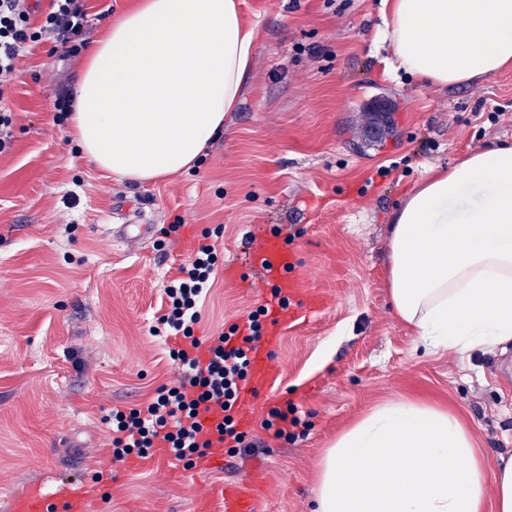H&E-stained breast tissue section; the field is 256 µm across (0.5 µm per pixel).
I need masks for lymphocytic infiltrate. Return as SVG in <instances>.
<instances>
[{"instance_id":"f902f5d3","label":"lymphocytic infiltrate","mask_w":512,"mask_h":512,"mask_svg":"<svg viewBox=\"0 0 512 512\" xmlns=\"http://www.w3.org/2000/svg\"><path fill=\"white\" fill-rule=\"evenodd\" d=\"M90 16L85 0H48V9L35 16L30 0H0V95L8 88L20 57L32 44L51 40L68 45L84 35ZM218 253L214 245L199 244L190 262L181 267L180 276L165 289L168 313L161 322L168 335L180 337L171 348L176 382L162 386L144 407L116 412L112 424V459L124 461L130 454L147 457L158 444L185 466L204 456L208 442L199 438L198 408L209 403L224 409L225 417L217 432L225 448H243L245 432L239 431L232 415L239 384L249 375V352L262 338L258 313L247 317L245 335L222 333L210 339L213 353L208 363L194 354L200 341L194 327L200 320V303L214 283Z\"/></svg>"}]
</instances>
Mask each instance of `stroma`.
<instances>
[{"label":"stroma","mask_w":512,"mask_h":512,"mask_svg":"<svg viewBox=\"0 0 512 512\" xmlns=\"http://www.w3.org/2000/svg\"><path fill=\"white\" fill-rule=\"evenodd\" d=\"M135 0H87L86 40L41 43L0 101L15 116L0 153V512L40 488L48 512L66 486L94 491L90 512H193L216 485L247 479L263 512H312L316 474L336 434L397 397L437 402L472 428L486 463L512 453V344L429 352L394 316L385 287L389 218L429 168L512 145V68L452 87L394 72L383 0H241L255 32L249 80L198 170L136 184L105 178L65 132L57 108L83 51ZM179 230L162 231L174 220ZM152 236L120 240L128 226ZM212 234L222 270L195 334L243 323L265 284L247 263L280 235L328 306L281 327L279 369L252 414L248 453L224 468L165 459L113 462L105 418L173 380L174 339L152 336L164 289ZM295 403L309 426L274 439L260 423Z\"/></svg>","instance_id":"stroma-1"}]
</instances>
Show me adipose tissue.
<instances>
[{
    "label": "adipose tissue",
    "mask_w": 512,
    "mask_h": 512,
    "mask_svg": "<svg viewBox=\"0 0 512 512\" xmlns=\"http://www.w3.org/2000/svg\"><path fill=\"white\" fill-rule=\"evenodd\" d=\"M391 66L448 87L512 67V0H383ZM254 33L238 0H138L85 52L70 141L102 174L188 173L224 131ZM392 311L430 352L512 342V146L426 177L391 216ZM314 512H512V458L492 470L441 404L373 406L326 448Z\"/></svg>",
    "instance_id": "ef3b65f1"
}]
</instances>
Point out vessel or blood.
Masks as SVG:
<instances>
[{
  "instance_id": "vessel-or-blood-1",
  "label": "vessel or blood",
  "mask_w": 512,
  "mask_h": 512,
  "mask_svg": "<svg viewBox=\"0 0 512 512\" xmlns=\"http://www.w3.org/2000/svg\"><path fill=\"white\" fill-rule=\"evenodd\" d=\"M251 264L271 278L280 290L279 296L265 299L268 310L269 331L260 346L250 355V373L246 384L238 392V428H247L248 413L261 388L270 384L278 375L270 352L276 345L277 332L284 324L316 314L324 307V297L303 276L297 274L298 260L288 252L279 237H263L251 257ZM213 493L221 501L222 512H261V495L249 482L224 484L214 487ZM94 499L90 488L79 486L66 495L61 512H88Z\"/></svg>"
}]
</instances>
